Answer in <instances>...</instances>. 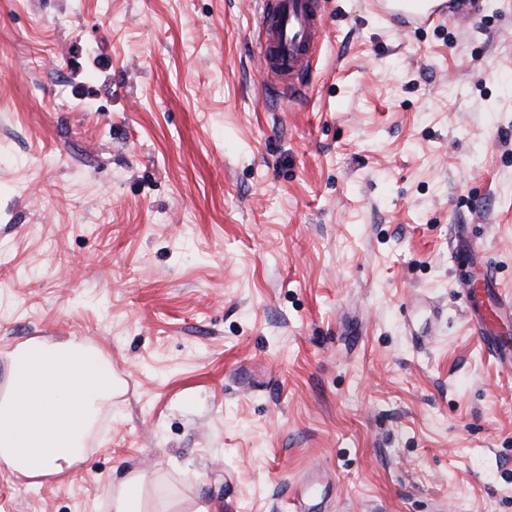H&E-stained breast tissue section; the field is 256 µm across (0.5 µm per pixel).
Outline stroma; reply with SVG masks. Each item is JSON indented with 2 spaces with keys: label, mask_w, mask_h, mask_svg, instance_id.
<instances>
[{
  "label": "stroma",
  "mask_w": 512,
  "mask_h": 512,
  "mask_svg": "<svg viewBox=\"0 0 512 512\" xmlns=\"http://www.w3.org/2000/svg\"><path fill=\"white\" fill-rule=\"evenodd\" d=\"M324 9L288 96L262 0H0V385L74 336L121 381L0 512H111L129 462L213 512H293L311 471L309 512H512V374L457 293H512V0ZM452 0H373L381 14L402 21L411 29H423L435 19L448 16Z\"/></svg>",
  "instance_id": "35a3bbf8"
}]
</instances>
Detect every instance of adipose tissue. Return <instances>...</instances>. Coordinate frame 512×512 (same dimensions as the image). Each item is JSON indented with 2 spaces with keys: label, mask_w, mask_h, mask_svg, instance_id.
I'll use <instances>...</instances> for the list:
<instances>
[{
  "label": "adipose tissue",
  "mask_w": 512,
  "mask_h": 512,
  "mask_svg": "<svg viewBox=\"0 0 512 512\" xmlns=\"http://www.w3.org/2000/svg\"><path fill=\"white\" fill-rule=\"evenodd\" d=\"M8 388L0 396V465L40 483L61 478L83 459L96 415L118 389L111 360L70 338L33 340L10 353ZM145 475L127 467L112 487L113 512H174L143 494Z\"/></svg>",
  "instance_id": "1"
}]
</instances>
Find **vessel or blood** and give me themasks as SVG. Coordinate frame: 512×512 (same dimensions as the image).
<instances>
[{
    "label": "vessel or blood",
    "instance_id": "obj_1",
    "mask_svg": "<svg viewBox=\"0 0 512 512\" xmlns=\"http://www.w3.org/2000/svg\"><path fill=\"white\" fill-rule=\"evenodd\" d=\"M381 14L411 29H422L448 15L450 0H374ZM326 39L322 0H265L259 25L262 56L260 72L280 89L295 92L310 77ZM467 296L487 295L489 307L483 317L472 319L477 340L502 369L512 371V338L492 332V325L512 324V295L495 288L460 283Z\"/></svg>",
    "mask_w": 512,
    "mask_h": 512
}]
</instances>
